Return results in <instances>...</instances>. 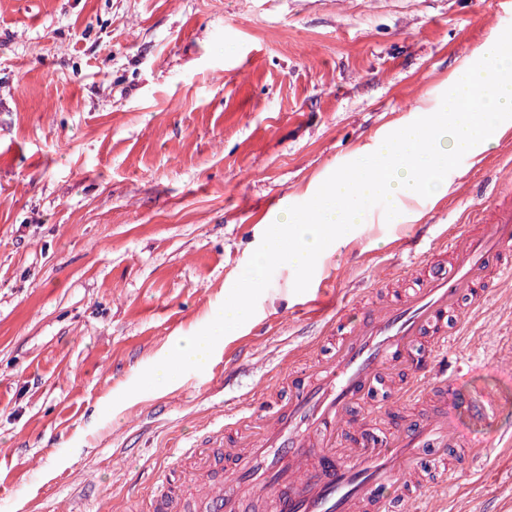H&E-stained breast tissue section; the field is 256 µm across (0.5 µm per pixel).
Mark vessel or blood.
Instances as JSON below:
<instances>
[{"label": "vessel or blood", "instance_id": "obj_1", "mask_svg": "<svg viewBox=\"0 0 512 512\" xmlns=\"http://www.w3.org/2000/svg\"><path fill=\"white\" fill-rule=\"evenodd\" d=\"M512 275V181L496 179L475 224L414 261L411 286L392 301L337 312L332 350L309 370L285 371L268 393L261 421L242 415L228 447L223 432L169 449L174 463L160 472L148 512H247L264 495L268 512H412L433 490L422 473L425 449L471 464L491 442L512 445L500 415L512 384V361L490 356L464 361L451 376L439 354L468 303ZM419 397L427 411L408 424L375 433L369 418L382 405ZM379 398L370 416L356 409ZM480 416L488 433L465 437L460 411Z\"/></svg>", "mask_w": 512, "mask_h": 512}]
</instances>
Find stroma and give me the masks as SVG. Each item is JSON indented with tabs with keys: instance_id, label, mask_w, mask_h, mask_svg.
<instances>
[{
	"instance_id": "stroma-1",
	"label": "stroma",
	"mask_w": 512,
	"mask_h": 512,
	"mask_svg": "<svg viewBox=\"0 0 512 512\" xmlns=\"http://www.w3.org/2000/svg\"><path fill=\"white\" fill-rule=\"evenodd\" d=\"M512 25V0H0V512H147L164 450L326 354L334 310L395 299L512 176V139L463 158L438 200L279 266L210 364L128 395L210 323L280 209L434 105ZM512 346V283L449 350ZM439 473L443 512H512V449Z\"/></svg>"
}]
</instances>
